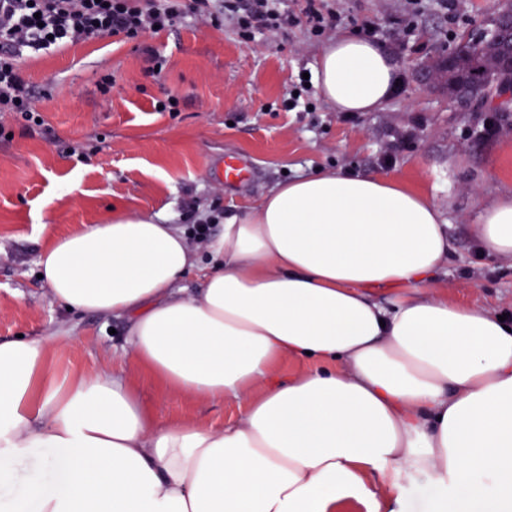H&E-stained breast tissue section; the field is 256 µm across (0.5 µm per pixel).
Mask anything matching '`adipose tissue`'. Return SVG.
<instances>
[{"label": "adipose tissue", "mask_w": 512, "mask_h": 512, "mask_svg": "<svg viewBox=\"0 0 512 512\" xmlns=\"http://www.w3.org/2000/svg\"><path fill=\"white\" fill-rule=\"evenodd\" d=\"M397 70L339 34L316 85L331 111L374 112ZM473 234L512 261V192ZM206 247L185 294L189 233L116 211L53 236L37 266L59 306L128 321L122 358L174 394L238 402L237 420L163 422L122 370L56 382L51 338L0 341V483L42 448L26 476L37 512H401L408 476L439 488L434 512H512V320L437 294L454 244L430 192L319 170ZM289 357L315 366L276 379ZM61 453L66 478L43 491Z\"/></svg>", "instance_id": "obj_1"}]
</instances>
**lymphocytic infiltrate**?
Here are the masks:
<instances>
[{
  "instance_id": "lymphocytic-infiltrate-1",
  "label": "lymphocytic infiltrate",
  "mask_w": 512,
  "mask_h": 512,
  "mask_svg": "<svg viewBox=\"0 0 512 512\" xmlns=\"http://www.w3.org/2000/svg\"><path fill=\"white\" fill-rule=\"evenodd\" d=\"M281 0H0V112H10L25 127L36 126L34 88L23 76L19 60L25 52L49 51L66 42L94 41L120 35L136 40L166 30L186 17H202L221 25L235 19L239 34L251 40L261 29L303 24L322 36L335 13L323 12L308 0L300 13L280 9Z\"/></svg>"
}]
</instances>
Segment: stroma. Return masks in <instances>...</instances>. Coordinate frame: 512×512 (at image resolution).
Returning <instances> with one entry per match:
<instances>
[{
	"label": "stroma",
	"mask_w": 512,
	"mask_h": 512,
	"mask_svg": "<svg viewBox=\"0 0 512 512\" xmlns=\"http://www.w3.org/2000/svg\"><path fill=\"white\" fill-rule=\"evenodd\" d=\"M495 0H459L446 14L440 0H321L340 13L339 32H362L395 57L399 80L376 112L330 111L304 74L314 73L326 38L301 25L243 40L232 23L184 20L138 41L111 36L24 55L20 65L37 92L42 127L26 129L0 114V340L52 336L56 377L111 366L125 321L68 313L38 279L48 242L42 225L65 233L101 224L113 210L166 216L190 224L208 214L224 219L250 208L278 183L315 170H363L431 190L448 220L455 252L439 277L441 294L512 316V263L476 258L472 231L482 207L512 189V114L497 134L477 138L488 114L463 112L444 94L420 86L417 64L450 52ZM413 23L401 36L404 20ZM166 60L148 75L143 52ZM111 75L109 91L99 80ZM178 98L174 112L156 101ZM229 156L246 180L224 181ZM159 420L219 427L235 422L234 402L189 400L147 389Z\"/></svg>",
	"instance_id": "1"
}]
</instances>
